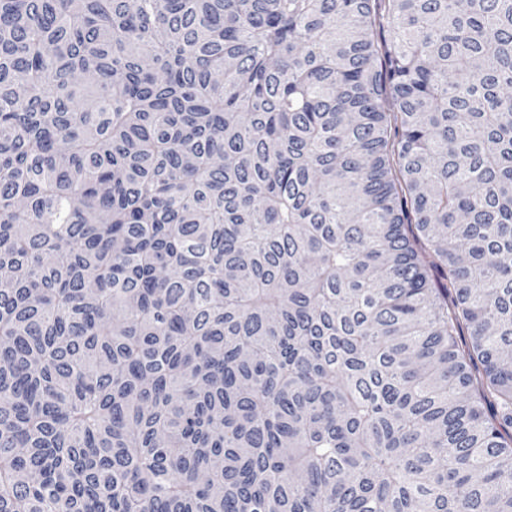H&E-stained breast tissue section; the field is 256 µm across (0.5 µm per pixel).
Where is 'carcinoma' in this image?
Returning <instances> with one entry per match:
<instances>
[{
	"instance_id": "1",
	"label": "carcinoma",
	"mask_w": 512,
	"mask_h": 512,
	"mask_svg": "<svg viewBox=\"0 0 512 512\" xmlns=\"http://www.w3.org/2000/svg\"><path fill=\"white\" fill-rule=\"evenodd\" d=\"M507 88L512 0H0V512H512Z\"/></svg>"
}]
</instances>
